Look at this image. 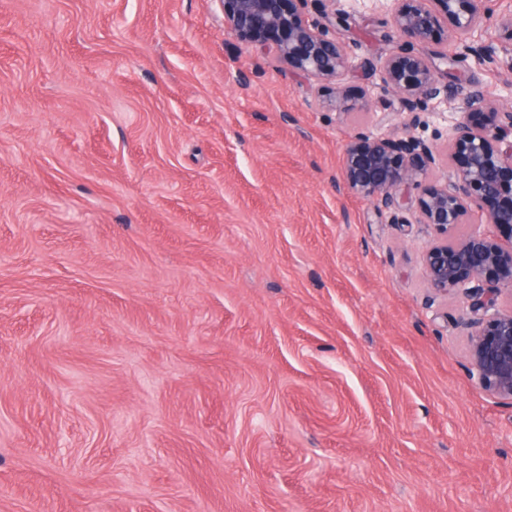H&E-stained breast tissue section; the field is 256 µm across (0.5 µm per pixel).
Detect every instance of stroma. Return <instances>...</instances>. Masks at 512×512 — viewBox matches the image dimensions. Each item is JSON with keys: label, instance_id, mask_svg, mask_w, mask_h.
Here are the masks:
<instances>
[{"label": "stroma", "instance_id": "1", "mask_svg": "<svg viewBox=\"0 0 512 512\" xmlns=\"http://www.w3.org/2000/svg\"><path fill=\"white\" fill-rule=\"evenodd\" d=\"M455 86L512 103V0ZM361 58L386 0H336ZM224 31L211 0H0V512H512V398L468 378L401 223L338 184L405 128Z\"/></svg>", "mask_w": 512, "mask_h": 512}]
</instances>
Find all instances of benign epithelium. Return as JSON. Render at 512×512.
I'll use <instances>...</instances> for the list:
<instances>
[{
  "instance_id": "1",
  "label": "benign epithelium",
  "mask_w": 512,
  "mask_h": 512,
  "mask_svg": "<svg viewBox=\"0 0 512 512\" xmlns=\"http://www.w3.org/2000/svg\"><path fill=\"white\" fill-rule=\"evenodd\" d=\"M224 16V31L237 41L269 48L290 69L307 80L334 85V102L370 110L373 93L362 87L348 99L340 80L354 59V46L336 36L325 0L320 20L308 17L309 0H212ZM392 27L406 48L379 60L363 59L359 67L398 99L408 125L421 115L448 113L445 150L410 136L393 139L359 131L344 145L340 182L349 192L371 201L379 210H402L401 191L423 186L419 223L436 232L422 264L432 299L457 296L469 309L460 322L469 336V379L477 387L512 397V108L486 105L479 90H453L440 81L430 57L415 47L433 41L442 24L452 21L448 38L461 48L446 63L447 76L472 56L495 61L496 48L473 44L472 33L489 16L484 0H390ZM446 157L448 176L423 183L427 171ZM487 223L508 234L509 245L490 235L481 224L456 229L472 209Z\"/></svg>"
}]
</instances>
